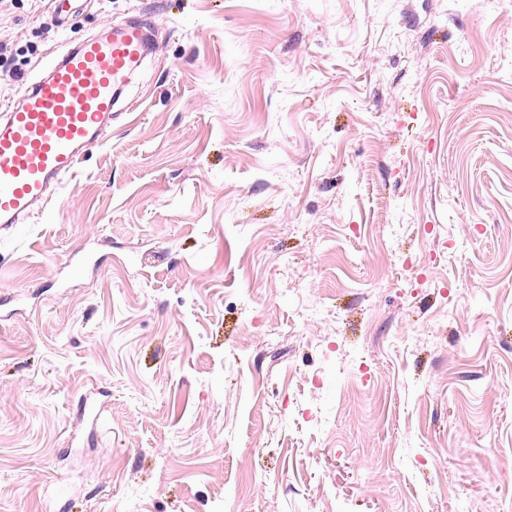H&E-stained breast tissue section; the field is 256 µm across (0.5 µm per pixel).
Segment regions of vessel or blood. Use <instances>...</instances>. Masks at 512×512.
Returning a JSON list of instances; mask_svg holds the SVG:
<instances>
[{
    "label": "vessel or blood",
    "instance_id": "obj_1",
    "mask_svg": "<svg viewBox=\"0 0 512 512\" xmlns=\"http://www.w3.org/2000/svg\"><path fill=\"white\" fill-rule=\"evenodd\" d=\"M150 53L143 27L68 49L48 74L0 112V227L43 213L50 190L101 142L121 88Z\"/></svg>",
    "mask_w": 512,
    "mask_h": 512
}]
</instances>
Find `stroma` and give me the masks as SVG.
Listing matches in <instances>:
<instances>
[{
  "instance_id": "obj_1",
  "label": "stroma",
  "mask_w": 512,
  "mask_h": 512,
  "mask_svg": "<svg viewBox=\"0 0 512 512\" xmlns=\"http://www.w3.org/2000/svg\"><path fill=\"white\" fill-rule=\"evenodd\" d=\"M125 22L0 232V512H512V2L0 0V104Z\"/></svg>"
}]
</instances>
